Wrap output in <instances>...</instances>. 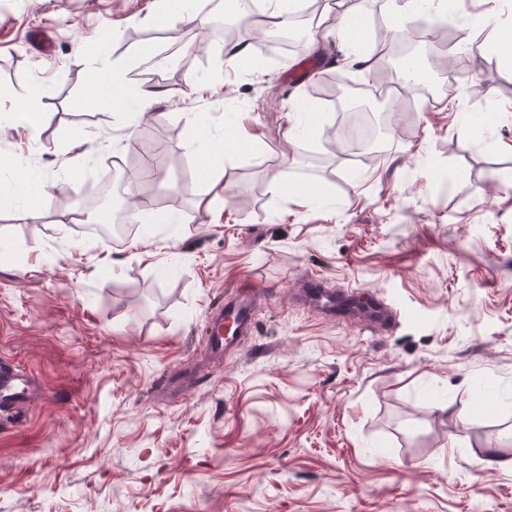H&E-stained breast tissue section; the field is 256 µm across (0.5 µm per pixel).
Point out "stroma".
<instances>
[{
  "label": "stroma",
  "instance_id": "1",
  "mask_svg": "<svg viewBox=\"0 0 512 512\" xmlns=\"http://www.w3.org/2000/svg\"><path fill=\"white\" fill-rule=\"evenodd\" d=\"M154 2L0 0V105L48 86L25 172L56 180L38 223L0 208V361L41 388L0 413V512H512V471L481 462L488 445L512 455V60L494 33L475 30L485 48L449 95L445 47L422 42L430 97L397 75L364 98L397 116L400 148L352 160L280 138L301 99L333 126L313 95L327 77L368 82L314 16L288 34L299 49L234 68L212 30L177 44ZM160 54L165 96L147 112L77 107L93 66ZM192 77L217 78L222 98L191 94ZM194 113L262 137L225 163L210 211ZM463 115L482 137L460 134ZM135 146L168 159L147 184L162 206L116 245L71 223L65 197ZM70 150L90 153L71 184L57 170ZM308 189L312 204L290 201ZM312 274L378 292L397 326L307 310ZM249 280L269 293L257 328L214 358L209 318Z\"/></svg>",
  "mask_w": 512,
  "mask_h": 512
}]
</instances>
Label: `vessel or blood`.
I'll use <instances>...</instances> for the list:
<instances>
[{
  "label": "vessel or blood",
  "mask_w": 512,
  "mask_h": 512,
  "mask_svg": "<svg viewBox=\"0 0 512 512\" xmlns=\"http://www.w3.org/2000/svg\"><path fill=\"white\" fill-rule=\"evenodd\" d=\"M264 296L260 284L251 282L226 297L223 313L212 317L209 323L210 345L215 353H222L226 338L253 333L257 308ZM299 298L320 314L337 320H361L382 332L392 330L396 324L395 312L372 291L329 289L314 276L304 282ZM36 394V386L24 374L0 368V407L9 409L29 402Z\"/></svg>",
  "instance_id": "1"
}]
</instances>
